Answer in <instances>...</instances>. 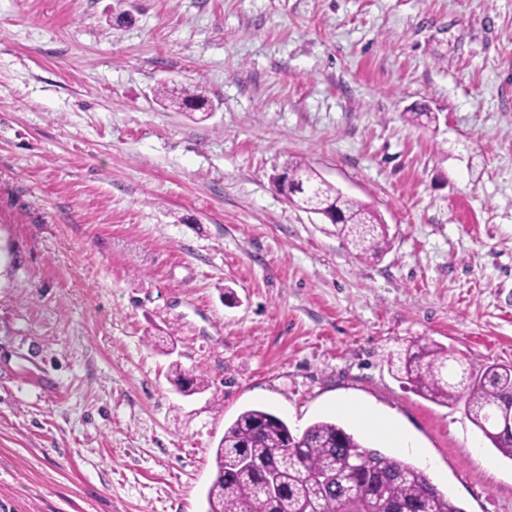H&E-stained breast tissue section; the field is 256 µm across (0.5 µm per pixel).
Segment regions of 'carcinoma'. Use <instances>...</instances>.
<instances>
[{
  "label": "carcinoma",
  "instance_id": "carcinoma-1",
  "mask_svg": "<svg viewBox=\"0 0 512 512\" xmlns=\"http://www.w3.org/2000/svg\"><path fill=\"white\" fill-rule=\"evenodd\" d=\"M162 99L184 110L208 99L198 89ZM288 197L316 201L336 213L334 233L355 255L379 259L390 247L388 226L365 203L344 195L302 162L287 167ZM422 397L441 405L465 399L472 423L503 456L512 459V365L492 363L475 374L447 346L413 341L392 363ZM216 476L207 492L208 512H465L420 468L367 449L343 426L318 421L294 434L276 415L248 409L224 429L215 450Z\"/></svg>",
  "mask_w": 512,
  "mask_h": 512
}]
</instances>
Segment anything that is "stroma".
<instances>
[{
	"label": "stroma",
	"instance_id": "stroma-1",
	"mask_svg": "<svg viewBox=\"0 0 512 512\" xmlns=\"http://www.w3.org/2000/svg\"><path fill=\"white\" fill-rule=\"evenodd\" d=\"M295 160L380 260L280 193ZM422 337L512 365V0H0V512H207L239 413L341 401L512 512V459L392 372ZM159 95L162 97V100L169 101L170 105L176 107L179 110L189 109L191 105L197 104L200 108H203V105L207 103V108L212 105L209 104L208 99L202 94L198 88L189 89L184 88L178 94L169 93L167 87H161L158 91ZM204 109V110H205ZM286 170L289 199L302 204L314 200L325 210L336 212L332 233L346 242L358 258L378 260L389 249L387 224H381V217L365 203L320 180L318 173L305 163H290Z\"/></svg>",
	"mask_w": 512,
	"mask_h": 512
}]
</instances>
